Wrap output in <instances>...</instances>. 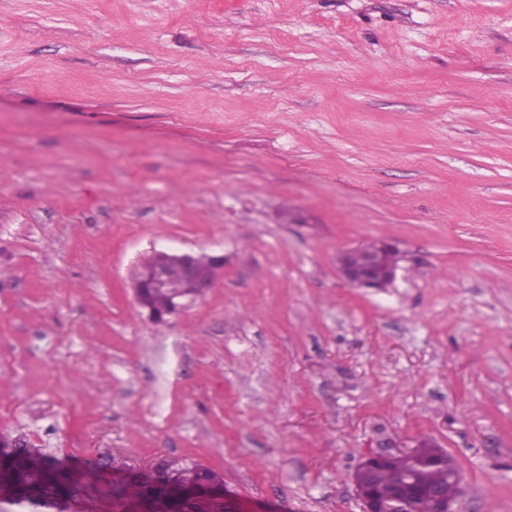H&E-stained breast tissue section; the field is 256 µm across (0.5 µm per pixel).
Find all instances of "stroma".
I'll return each instance as SVG.
<instances>
[{
  "mask_svg": "<svg viewBox=\"0 0 512 512\" xmlns=\"http://www.w3.org/2000/svg\"><path fill=\"white\" fill-rule=\"evenodd\" d=\"M399 251L381 291L339 250ZM220 255L155 323L151 251ZM361 512L428 440L512 512V0H0V440ZM349 251H359L363 255V264L351 265L345 260ZM394 255V260L387 263L386 258ZM399 257L398 250L383 241H373L370 246L350 247L336 255V266L342 280L351 288H386L395 278ZM166 255L167 260L180 264L182 282L176 293L171 308L158 314L151 307L149 295L167 284V268L158 257ZM222 258H204L190 253L153 252L141 265L133 281L135 298L141 308L147 311L149 318L161 322L166 317L179 313L185 307V300L194 299L205 294L215 277L217 266L222 265Z\"/></svg>",
  "mask_w": 512,
  "mask_h": 512,
  "instance_id": "obj_1",
  "label": "stroma"
}]
</instances>
